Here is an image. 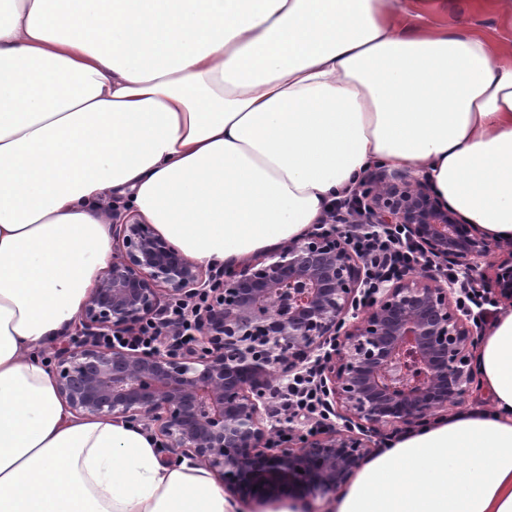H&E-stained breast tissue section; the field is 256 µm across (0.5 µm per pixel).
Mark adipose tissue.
I'll return each mask as SVG.
<instances>
[{"label":"adipose tissue","instance_id":"obj_1","mask_svg":"<svg viewBox=\"0 0 512 512\" xmlns=\"http://www.w3.org/2000/svg\"><path fill=\"white\" fill-rule=\"evenodd\" d=\"M512 0H0V512H241L201 462L79 416L40 350L111 260L113 211L241 262L376 166L512 242ZM490 407L403 434L323 512H512V309ZM474 26L503 40L512 39V28L503 24L498 16L491 13H477L471 17Z\"/></svg>","mask_w":512,"mask_h":512}]
</instances>
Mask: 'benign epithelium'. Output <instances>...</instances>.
I'll return each mask as SVG.
<instances>
[{
    "instance_id": "7a95c632",
    "label": "benign epithelium",
    "mask_w": 512,
    "mask_h": 512,
    "mask_svg": "<svg viewBox=\"0 0 512 512\" xmlns=\"http://www.w3.org/2000/svg\"><path fill=\"white\" fill-rule=\"evenodd\" d=\"M338 214L271 254L209 276L153 225H112L108 266L57 349L59 397L84 416L155 429L168 459L204 462L231 499H325L346 486L377 441L462 402L475 381L483 328L455 282L477 278L512 304V250L439 200L423 178L383 169ZM344 224H397L418 248L419 271L367 286L366 262ZM486 259L484 268L475 263ZM195 305L194 343L165 319ZM161 328L149 349L107 336ZM319 366L336 422L310 433L268 427L276 384Z\"/></svg>"
}]
</instances>
